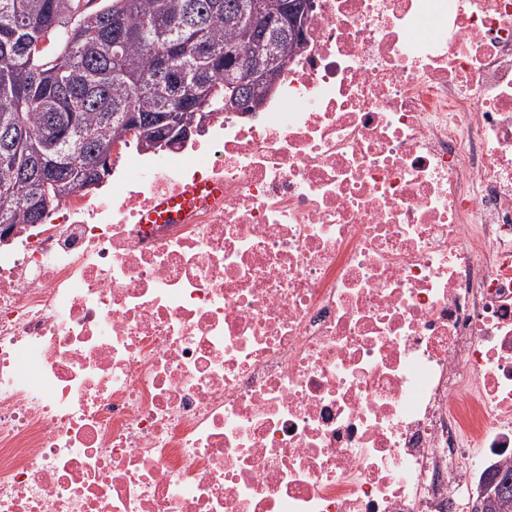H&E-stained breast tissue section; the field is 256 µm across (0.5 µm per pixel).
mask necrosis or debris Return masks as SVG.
I'll use <instances>...</instances> for the list:
<instances>
[{"instance_id": "necrosis-or-debris-1", "label": "necrosis or debris", "mask_w": 512, "mask_h": 512, "mask_svg": "<svg viewBox=\"0 0 512 512\" xmlns=\"http://www.w3.org/2000/svg\"><path fill=\"white\" fill-rule=\"evenodd\" d=\"M111 176L0 254V512H470L512 464V0H315L261 111ZM201 188L199 186H188L181 193L173 198L160 201L154 211L149 215L150 220H173L176 221L182 216L193 200H197ZM157 213L161 214L158 216Z\"/></svg>"}]
</instances>
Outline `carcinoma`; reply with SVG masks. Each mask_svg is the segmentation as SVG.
Instances as JSON below:
<instances>
[{
    "mask_svg": "<svg viewBox=\"0 0 512 512\" xmlns=\"http://www.w3.org/2000/svg\"><path fill=\"white\" fill-rule=\"evenodd\" d=\"M0 0V224H40L81 185L98 180L112 142L157 139L127 115L221 112L259 92L224 75V50L292 57L302 39L245 37L251 0ZM183 79L177 99L158 60ZM481 483L472 512H512V467Z\"/></svg>",
    "mask_w": 512,
    "mask_h": 512,
    "instance_id": "cac0c4a2",
    "label": "carcinoma"
}]
</instances>
